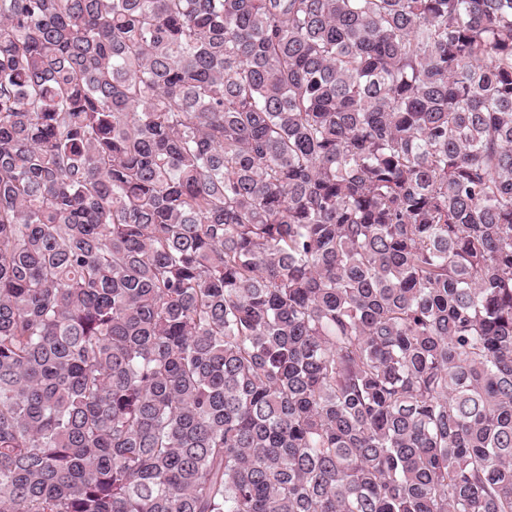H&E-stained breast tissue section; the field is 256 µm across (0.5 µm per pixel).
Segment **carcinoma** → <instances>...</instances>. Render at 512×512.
<instances>
[{
  "mask_svg": "<svg viewBox=\"0 0 512 512\" xmlns=\"http://www.w3.org/2000/svg\"><path fill=\"white\" fill-rule=\"evenodd\" d=\"M0 512H512V0H0Z\"/></svg>",
  "mask_w": 512,
  "mask_h": 512,
  "instance_id": "1",
  "label": "carcinoma"
}]
</instances>
